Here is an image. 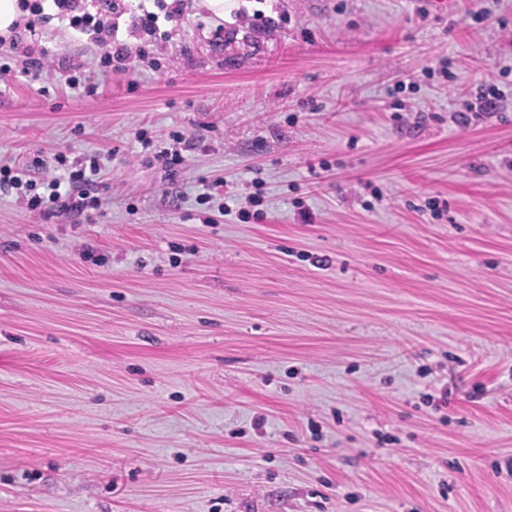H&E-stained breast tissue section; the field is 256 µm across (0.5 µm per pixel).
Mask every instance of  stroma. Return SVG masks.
I'll use <instances>...</instances> for the list:
<instances>
[{"mask_svg": "<svg viewBox=\"0 0 512 512\" xmlns=\"http://www.w3.org/2000/svg\"><path fill=\"white\" fill-rule=\"evenodd\" d=\"M168 29L118 75L55 20L0 43V512H512V99L459 114L512 0ZM93 153L98 207L29 209ZM217 179L261 218L204 223Z\"/></svg>", "mask_w": 512, "mask_h": 512, "instance_id": "obj_1", "label": "stroma"}]
</instances>
